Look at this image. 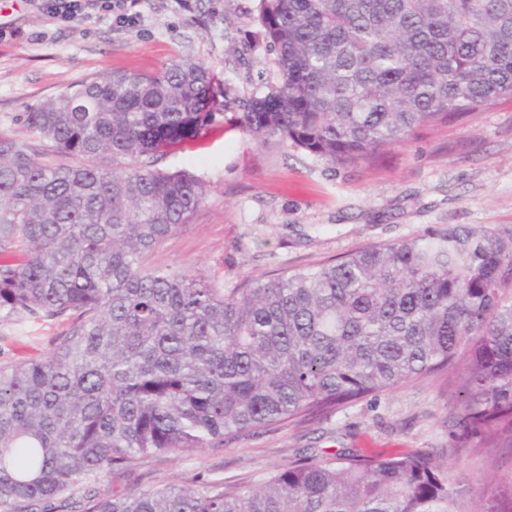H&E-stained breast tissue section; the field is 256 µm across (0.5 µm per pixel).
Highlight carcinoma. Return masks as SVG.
<instances>
[{"instance_id":"carcinoma-1","label":"carcinoma","mask_w":512,"mask_h":512,"mask_svg":"<svg viewBox=\"0 0 512 512\" xmlns=\"http://www.w3.org/2000/svg\"><path fill=\"white\" fill-rule=\"evenodd\" d=\"M280 82L235 113L333 165L512 98V0H259ZM220 95L201 62L113 72L0 132V323L62 320L49 355L0 366V512H512L476 502L426 452L290 462L256 486L80 485L146 458L219 448L464 366L463 420L512 466V229L449 226L225 295L143 256L205 200L157 168ZM109 164L53 163L33 142Z\"/></svg>"}]
</instances>
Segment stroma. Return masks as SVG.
Returning <instances> with one entry per match:
<instances>
[{"mask_svg": "<svg viewBox=\"0 0 512 512\" xmlns=\"http://www.w3.org/2000/svg\"><path fill=\"white\" fill-rule=\"evenodd\" d=\"M258 6L259 0H139L137 23L121 26L104 16L62 23L41 0H0V131L28 140L25 112L115 71L153 75L179 58L210 67L224 86L225 107L198 138L157 163L195 175L206 200L142 263L190 269L227 295L441 227H512V99L462 124L420 128L361 166H335L292 143H261L234 127L243 103L279 80L276 56L259 35ZM64 329L55 321L0 323V364L47 356ZM462 382L463 369L455 366L316 423L145 460L124 476L102 477L93 489L109 497L192 479L255 484L293 461L297 450L330 456L356 448L430 452L449 484L474 496L511 477L512 469L498 455L464 450L471 432L461 421Z\"/></svg>", "mask_w": 512, "mask_h": 512, "instance_id": "stroma-1", "label": "stroma"}]
</instances>
